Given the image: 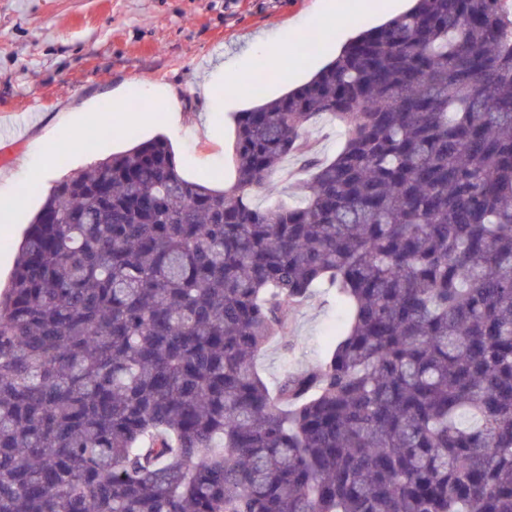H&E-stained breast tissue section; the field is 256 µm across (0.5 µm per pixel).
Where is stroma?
<instances>
[{
    "instance_id": "35a3bbf8",
    "label": "stroma",
    "mask_w": 512,
    "mask_h": 512,
    "mask_svg": "<svg viewBox=\"0 0 512 512\" xmlns=\"http://www.w3.org/2000/svg\"><path fill=\"white\" fill-rule=\"evenodd\" d=\"M316 0H0V192H26L29 171L47 165L40 190L28 195L35 213L50 188L130 145L127 131L145 140L162 134L171 142L180 173L215 188L235 180L232 112H217L214 137L192 130L203 103L191 91L197 73L242 63L255 38H287L288 57L306 82L331 62L330 39L298 47L314 32ZM181 88V128L129 127L112 110V96L126 83ZM80 108L98 113L88 138L75 150L48 147L60 115ZM305 174L296 161L271 174L253 201L265 207L291 199ZM291 351L271 344L257 368L267 381L286 370L320 363L346 322L332 295L317 294L288 309Z\"/></svg>"
}]
</instances>
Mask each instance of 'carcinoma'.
Listing matches in <instances>:
<instances>
[{
    "label": "carcinoma",
    "instance_id": "obj_1",
    "mask_svg": "<svg viewBox=\"0 0 512 512\" xmlns=\"http://www.w3.org/2000/svg\"><path fill=\"white\" fill-rule=\"evenodd\" d=\"M253 94L228 189L164 136L50 189L0 294V512H512L508 0H415ZM321 285L342 336L267 383ZM307 137L324 158L335 156L342 142L337 126L324 117L310 123L307 127ZM305 177L300 165L290 160L282 170H278L267 178L255 193L253 201L258 206L266 207L281 199L293 200L292 194L296 185Z\"/></svg>",
    "mask_w": 512,
    "mask_h": 512
}]
</instances>
